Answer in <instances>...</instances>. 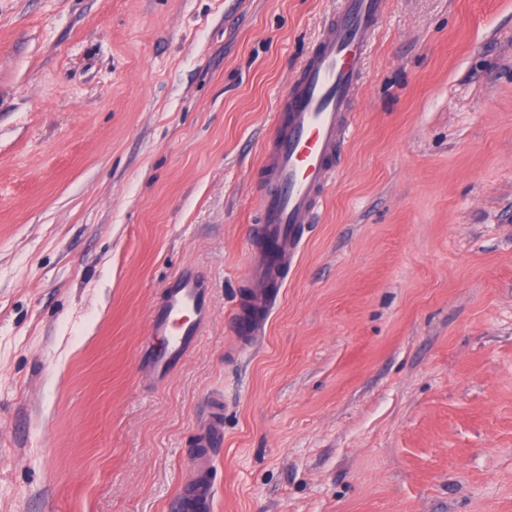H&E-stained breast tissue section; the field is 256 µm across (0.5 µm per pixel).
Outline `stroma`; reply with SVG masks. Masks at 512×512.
I'll use <instances>...</instances> for the list:
<instances>
[{"mask_svg": "<svg viewBox=\"0 0 512 512\" xmlns=\"http://www.w3.org/2000/svg\"><path fill=\"white\" fill-rule=\"evenodd\" d=\"M341 0H0V512H512V0H388L235 351L277 105ZM192 269L212 316L141 349ZM214 484L205 477L194 487L180 491L171 503L172 512H209Z\"/></svg>", "mask_w": 512, "mask_h": 512, "instance_id": "35a3bbf8", "label": "stroma"}]
</instances>
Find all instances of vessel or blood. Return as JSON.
Here are the masks:
<instances>
[{
  "label": "vessel or blood",
  "mask_w": 512,
  "mask_h": 512,
  "mask_svg": "<svg viewBox=\"0 0 512 512\" xmlns=\"http://www.w3.org/2000/svg\"><path fill=\"white\" fill-rule=\"evenodd\" d=\"M387 0H342L293 90L276 114L277 132L264 149L263 184L256 194L259 220L250 261L248 311L234 331L256 343L273 313L291 263L303 245L301 229L335 181L336 157L350 127L363 56L385 14ZM203 285L177 280L154 311L144 346L154 376H168L194 344L206 309ZM165 348L153 352L155 338ZM214 485L203 479L180 491L171 512H210Z\"/></svg>",
  "instance_id": "obj_1"
}]
</instances>
